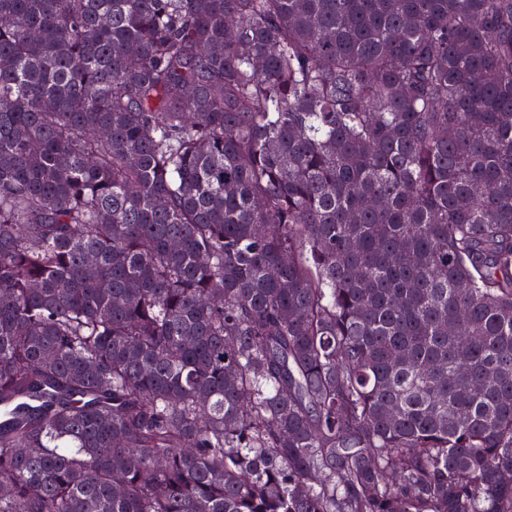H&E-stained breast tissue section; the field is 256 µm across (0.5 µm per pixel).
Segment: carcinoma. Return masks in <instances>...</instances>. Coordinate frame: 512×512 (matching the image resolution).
<instances>
[{
  "instance_id": "1",
  "label": "carcinoma",
  "mask_w": 512,
  "mask_h": 512,
  "mask_svg": "<svg viewBox=\"0 0 512 512\" xmlns=\"http://www.w3.org/2000/svg\"><path fill=\"white\" fill-rule=\"evenodd\" d=\"M0 512H512V0H0Z\"/></svg>"
}]
</instances>
